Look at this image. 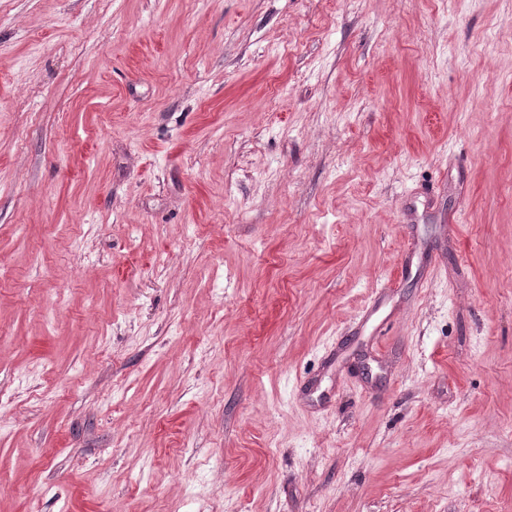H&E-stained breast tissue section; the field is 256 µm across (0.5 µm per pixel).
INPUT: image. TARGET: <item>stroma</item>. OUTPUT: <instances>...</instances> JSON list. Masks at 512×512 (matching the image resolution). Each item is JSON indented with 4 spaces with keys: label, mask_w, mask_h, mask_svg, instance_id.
Returning <instances> with one entry per match:
<instances>
[{
    "label": "stroma",
    "mask_w": 512,
    "mask_h": 512,
    "mask_svg": "<svg viewBox=\"0 0 512 512\" xmlns=\"http://www.w3.org/2000/svg\"><path fill=\"white\" fill-rule=\"evenodd\" d=\"M0 512H512V0H0Z\"/></svg>",
    "instance_id": "1"
}]
</instances>
